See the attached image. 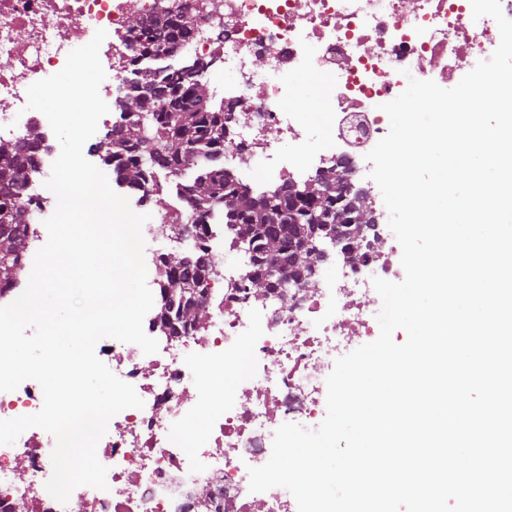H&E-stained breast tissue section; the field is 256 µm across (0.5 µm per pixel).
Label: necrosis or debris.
Masks as SVG:
<instances>
[{"mask_svg":"<svg viewBox=\"0 0 512 512\" xmlns=\"http://www.w3.org/2000/svg\"><path fill=\"white\" fill-rule=\"evenodd\" d=\"M172 14L188 38L139 64L159 70L187 55L204 63L202 78L224 105V167L258 195L335 175L344 158L348 182L373 192L365 156L390 130L382 104L409 79L442 84L472 70L500 42L495 20L473 19L470 0H0V135L18 139L33 125L43 134L16 192L26 248L15 279L0 284V306L25 290L56 208L45 186L56 137L28 109L29 86L64 67L72 33L90 38L102 29L100 95L113 103L112 87L130 80L139 45L131 18ZM148 190L143 236L153 281L165 279L163 254H205L206 318L160 336L150 355L101 339L97 357L144 402L113 416L98 443L106 489L82 486L67 503L55 500L45 488L55 439L32 427L0 445V512H297L284 488L250 492L248 470L269 460L280 425L323 421L335 360L376 335L382 301L372 280L400 277L385 248L387 208L373 203L375 222L359 247L315 262L312 288L289 289L283 302L249 293L250 257L221 214L198 215L168 175ZM182 224L196 226L199 238L177 235ZM42 405L40 385L24 381L0 392V420Z\"/></svg>","mask_w":512,"mask_h":512,"instance_id":"4bbe7bcc","label":"necrosis or debris"}]
</instances>
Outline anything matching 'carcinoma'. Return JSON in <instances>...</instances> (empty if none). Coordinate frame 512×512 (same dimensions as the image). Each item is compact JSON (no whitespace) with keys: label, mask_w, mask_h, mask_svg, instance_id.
Returning a JSON list of instances; mask_svg holds the SVG:
<instances>
[{"label":"carcinoma","mask_w":512,"mask_h":512,"mask_svg":"<svg viewBox=\"0 0 512 512\" xmlns=\"http://www.w3.org/2000/svg\"><path fill=\"white\" fill-rule=\"evenodd\" d=\"M131 27L144 32L143 53L159 55L169 44L187 37L174 20L151 25L131 20ZM204 65L187 59L160 73L133 69L134 81L117 87L116 104L123 124L112 132L102 149V163L112 169L119 185L138 191L163 166L173 175L194 172L185 191L200 213L220 211L224 223L235 228L246 243L256 271L248 275L253 293L267 295L266 282L278 279L281 268L297 288L311 285L312 264L324 255L325 246L343 242V250L354 244L351 233L363 234L367 225L356 214H341L340 196L356 198L361 191L348 183L345 193L318 177L303 185H284L259 196L253 195L224 169V105L210 99L201 78ZM40 133L32 128L19 146L0 141V185L17 184L24 167L25 150L38 146ZM25 219L11 195L0 196V282L11 279L24 248ZM166 279L160 285L161 304L156 325L172 336L202 317L200 286L204 278L202 259L183 254L161 256Z\"/></svg>","instance_id":"obj_1"}]
</instances>
